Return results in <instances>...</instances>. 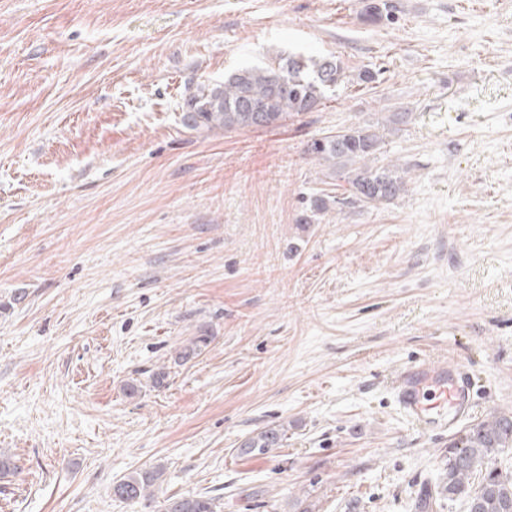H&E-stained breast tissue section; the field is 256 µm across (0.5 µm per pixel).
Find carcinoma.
Instances as JSON below:
<instances>
[{"mask_svg": "<svg viewBox=\"0 0 512 512\" xmlns=\"http://www.w3.org/2000/svg\"><path fill=\"white\" fill-rule=\"evenodd\" d=\"M389 0H370L364 8L367 22L388 18ZM347 78L335 56L292 53L265 66L241 68L221 83L200 82L186 98L183 122L193 129L224 131L268 128L292 116L313 112L327 94ZM381 136L369 127L315 139L309 151L330 174L348 184V202L377 204L405 192L402 171L394 165L373 166ZM209 337L196 336L182 347L177 361L186 363L200 355ZM285 436L284 428L271 427L248 437L240 446L243 455L266 454ZM512 448V415L494 413L448 443L441 493L448 502H461L468 512H512V471L501 469L497 457ZM161 477L157 468L132 471L112 485L119 500L141 497ZM167 512H219L217 501L207 497L170 500Z\"/></svg>", "mask_w": 512, "mask_h": 512, "instance_id": "obj_1", "label": "carcinoma"}]
</instances>
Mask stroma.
Listing matches in <instances>:
<instances>
[{
    "instance_id": "1",
    "label": "stroma",
    "mask_w": 512,
    "mask_h": 512,
    "mask_svg": "<svg viewBox=\"0 0 512 512\" xmlns=\"http://www.w3.org/2000/svg\"><path fill=\"white\" fill-rule=\"evenodd\" d=\"M392 2L0 0V512H420L458 430L512 412V0ZM296 52L348 83L274 128L185 126L197 83ZM357 126L406 193L301 223L347 194L308 145ZM423 362L472 375L458 429L402 415ZM285 436L283 427H271L248 437L240 446L243 455L266 454L271 448H276ZM161 477L157 468L132 471L112 485V496L119 500H133L141 497ZM169 501L166 512H220L216 498L181 497Z\"/></svg>"
}]
</instances>
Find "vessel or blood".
I'll list each match as a JSON object with an SVG mask.
<instances>
[{"label": "vessel or blood", "instance_id": "b4317fda", "mask_svg": "<svg viewBox=\"0 0 512 512\" xmlns=\"http://www.w3.org/2000/svg\"><path fill=\"white\" fill-rule=\"evenodd\" d=\"M394 390L405 418L427 431L452 429L467 413L470 382L457 366L419 363L404 367Z\"/></svg>", "mask_w": 512, "mask_h": 512}]
</instances>
